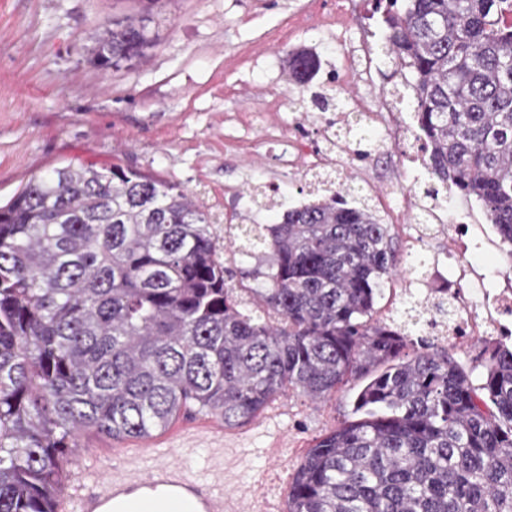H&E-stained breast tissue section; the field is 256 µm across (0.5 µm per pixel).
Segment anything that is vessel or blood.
<instances>
[{
    "label": "vessel or blood",
    "mask_w": 512,
    "mask_h": 512,
    "mask_svg": "<svg viewBox=\"0 0 512 512\" xmlns=\"http://www.w3.org/2000/svg\"><path fill=\"white\" fill-rule=\"evenodd\" d=\"M116 454L122 463L112 468L75 463L54 512H281V500L263 484H236L235 451L223 440L213 449L219 467L205 477L188 473L164 449L148 444Z\"/></svg>",
    "instance_id": "b4317fda"
}]
</instances>
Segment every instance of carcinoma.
Segmentation results:
<instances>
[{
	"mask_svg": "<svg viewBox=\"0 0 512 512\" xmlns=\"http://www.w3.org/2000/svg\"><path fill=\"white\" fill-rule=\"evenodd\" d=\"M374 5L415 75L431 175L481 202L512 257V0ZM150 45L143 21L106 23L93 61ZM286 68L303 89L319 60L296 49ZM357 196L329 186L258 226L271 259L237 285L188 193L135 170L55 167L0 207V512H53L88 433L146 439L185 413L239 426L352 376L360 418L308 449L287 512H512V347L484 346L476 382L429 337L404 357L407 334L374 319L390 227Z\"/></svg>",
	"mask_w": 512,
	"mask_h": 512,
	"instance_id": "1",
	"label": "carcinoma"
}]
</instances>
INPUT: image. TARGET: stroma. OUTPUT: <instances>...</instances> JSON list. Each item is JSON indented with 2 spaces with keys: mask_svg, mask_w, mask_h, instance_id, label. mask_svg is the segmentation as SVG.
<instances>
[{
  "mask_svg": "<svg viewBox=\"0 0 512 512\" xmlns=\"http://www.w3.org/2000/svg\"><path fill=\"white\" fill-rule=\"evenodd\" d=\"M129 17L145 18L154 39L145 57L106 69L94 65L103 24ZM384 28L372 0H0V205L52 168L97 162L180 185L207 213L216 244L230 224L280 223L286 210L310 201L318 176L303 159L284 169L287 142L267 138L266 130L287 129L310 150L331 152L324 114L310 96L322 90L344 104L327 74L345 64L355 93L378 108L395 101L405 132L390 141L378 122H368L363 133L337 128V139L369 157L338 156L328 170L359 186L390 227L398 270L383 284L376 318L411 337L426 335L421 300L456 305L442 293H421L432 262L449 264L448 238L435 223L421 237L414 229L422 220L415 202H426L438 182L424 164L408 159L413 92L392 96L397 76L384 54ZM295 47L321 63L305 91L284 70V52ZM243 113L252 124H237ZM229 134L240 148H225ZM472 252L487 287L512 278V257L498 235L476 239ZM362 385L350 380L317 403L299 393L277 398L266 408L272 421L249 420L250 437L241 444L235 429L223 428L224 442L241 448L240 484L263 477L286 495L308 448L350 418ZM216 421L179 416L155 442L189 473H209L210 441H188L181 433ZM274 443L281 448L276 465L264 453Z\"/></svg>",
  "mask_w": 512,
  "mask_h": 512,
  "instance_id": "1",
  "label": "stroma"
}]
</instances>
